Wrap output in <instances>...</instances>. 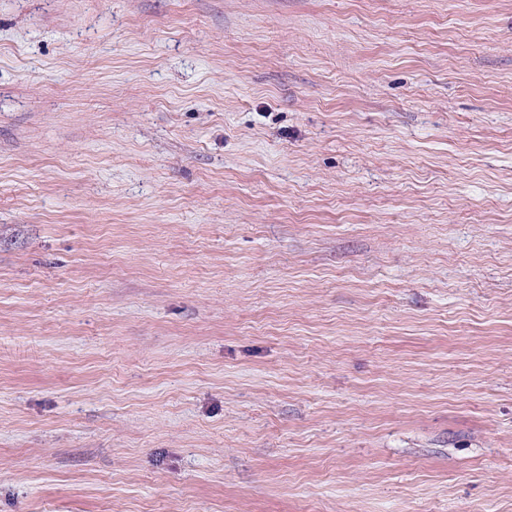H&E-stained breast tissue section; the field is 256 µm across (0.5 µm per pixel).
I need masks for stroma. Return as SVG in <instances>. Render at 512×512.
Listing matches in <instances>:
<instances>
[{"instance_id":"obj_1","label":"stroma","mask_w":512,"mask_h":512,"mask_svg":"<svg viewBox=\"0 0 512 512\" xmlns=\"http://www.w3.org/2000/svg\"><path fill=\"white\" fill-rule=\"evenodd\" d=\"M0 512H512V0H0Z\"/></svg>"}]
</instances>
